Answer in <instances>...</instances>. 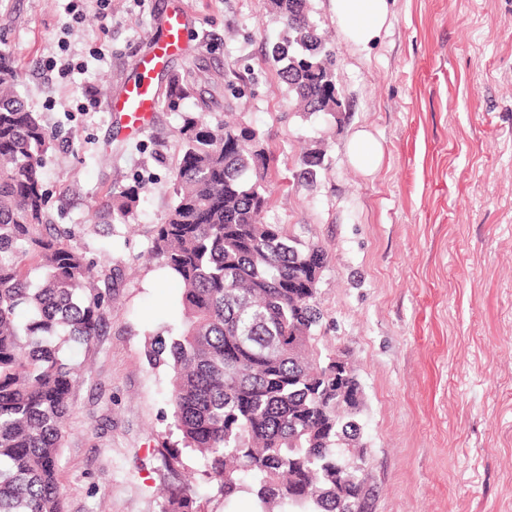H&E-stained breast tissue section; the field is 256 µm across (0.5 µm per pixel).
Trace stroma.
Listing matches in <instances>:
<instances>
[{"mask_svg": "<svg viewBox=\"0 0 512 512\" xmlns=\"http://www.w3.org/2000/svg\"><path fill=\"white\" fill-rule=\"evenodd\" d=\"M68 2L0 0V46L53 137L49 217L88 257L124 271L99 336L74 354L66 512H161L172 481L159 456L172 374L146 349L181 320V290L150 250L174 201L185 111L265 134L266 222L326 251L322 342L362 385L374 512H512V0H395L390 28L361 53L330 0H310L337 54V119L293 109L267 57L281 25L264 0H183L185 48L154 85L189 70L197 91L138 136L120 130L103 89L134 77L173 0H109L103 16L85 0L77 24ZM65 56L87 70H49ZM361 128L384 149L369 175L347 157ZM321 148L316 178L302 179L304 156ZM129 187L139 201L113 220L112 195Z\"/></svg>", "mask_w": 512, "mask_h": 512, "instance_id": "obj_1", "label": "stroma"}]
</instances>
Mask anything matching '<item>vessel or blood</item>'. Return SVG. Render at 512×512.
Returning a JSON list of instances; mask_svg holds the SVG:
<instances>
[{
  "instance_id": "1",
  "label": "vessel or blood",
  "mask_w": 512,
  "mask_h": 512,
  "mask_svg": "<svg viewBox=\"0 0 512 512\" xmlns=\"http://www.w3.org/2000/svg\"><path fill=\"white\" fill-rule=\"evenodd\" d=\"M186 10H178L163 22V35L152 52L137 64L139 74L128 81L110 102L109 109L124 113L137 129H146L155 109L152 75L163 69L182 49L183 31L187 24Z\"/></svg>"
}]
</instances>
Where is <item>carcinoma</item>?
I'll list each match as a JSON object with an SVG mask.
<instances>
[{
    "label": "carcinoma",
    "mask_w": 512,
    "mask_h": 512,
    "mask_svg": "<svg viewBox=\"0 0 512 512\" xmlns=\"http://www.w3.org/2000/svg\"><path fill=\"white\" fill-rule=\"evenodd\" d=\"M282 23L269 61L299 112L336 110V52L308 0H266ZM21 66L0 48V512H66L59 452L81 367L111 289L123 277L49 223L44 158L52 138L18 93ZM191 73L168 77L162 104L179 112ZM174 202L151 251L181 282L183 321L157 336L148 363L173 372L178 441L163 448L178 473L182 450L229 499L254 495L261 512H373L364 399L340 402L336 353L320 346L317 286L325 251L267 224L269 155L251 127H213L184 113ZM135 190L112 199L123 218ZM184 477L162 512H201Z\"/></svg>",
    "instance_id": "cac0c4a2"
}]
</instances>
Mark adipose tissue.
I'll return each mask as SVG.
<instances>
[{"label":"adipose tissue","instance_id":"obj_1","mask_svg":"<svg viewBox=\"0 0 512 512\" xmlns=\"http://www.w3.org/2000/svg\"><path fill=\"white\" fill-rule=\"evenodd\" d=\"M394 0H330L343 39L371 48L389 27Z\"/></svg>","mask_w":512,"mask_h":512}]
</instances>
